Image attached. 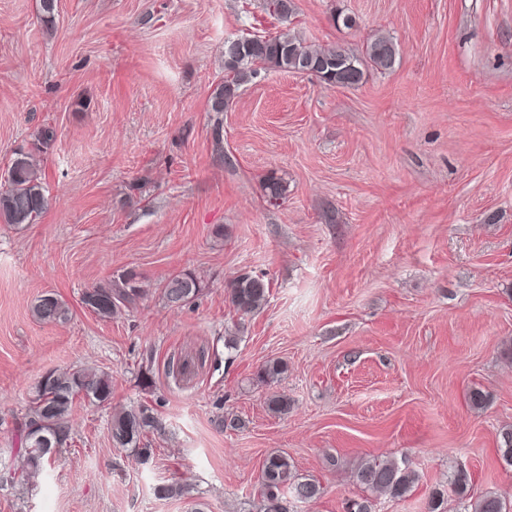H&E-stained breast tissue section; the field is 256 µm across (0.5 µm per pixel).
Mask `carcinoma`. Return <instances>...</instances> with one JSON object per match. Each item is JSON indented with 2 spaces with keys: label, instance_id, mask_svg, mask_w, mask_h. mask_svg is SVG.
Wrapping results in <instances>:
<instances>
[{
  "label": "carcinoma",
  "instance_id": "obj_1",
  "mask_svg": "<svg viewBox=\"0 0 512 512\" xmlns=\"http://www.w3.org/2000/svg\"><path fill=\"white\" fill-rule=\"evenodd\" d=\"M269 14L286 22L294 13L293 0H263ZM398 50L393 38L380 34L356 51L343 44L317 45L290 29L276 34L257 35L242 40L238 51L224 54V80L210 100L211 111H224L240 87L258 75L260 70L296 73L303 63L313 66V76L326 86L355 87L368 68L384 72L394 67ZM55 140L51 127H42L34 135L31 147H18L8 169L7 184L0 188V223L20 227L33 224L44 213L48 198L36 157ZM267 202L276 205L287 193L284 182L269 176L263 183ZM203 281L189 270L170 275L161 294L169 307H184L203 292ZM228 297L237 312L249 315L264 308L270 296V283L262 276L248 273L234 278L227 288ZM145 294L136 273L124 271L105 285L86 289L81 297L84 308L101 320H109L122 308L136 303ZM33 317L44 323H64L72 316L70 306L52 293L40 296L31 308ZM285 372L280 360H270L261 369L266 383L279 379ZM109 405L112 402V380L108 373L96 368L77 367L65 372L50 371L35 386L33 397L17 430L24 443L20 471L0 472V487L16 486L41 474L60 448L70 439V419L76 400ZM161 428L154 409L147 405L123 408L110 422V438L115 448H131L142 461L151 457V448L143 443L148 434ZM498 451L502 460L512 466V428L500 433ZM353 478L367 495L349 501L346 512H375V501L400 499L411 491L418 479L406 460L362 459ZM450 490L462 504L464 512H512V501L492 493L473 497L464 470L449 481ZM322 494V486L314 477L299 474L290 457L272 454L262 465L257 512H290V500L312 502Z\"/></svg>",
  "mask_w": 512,
  "mask_h": 512
}]
</instances>
